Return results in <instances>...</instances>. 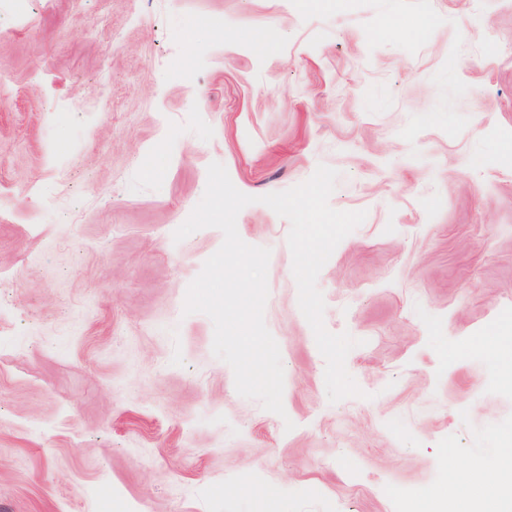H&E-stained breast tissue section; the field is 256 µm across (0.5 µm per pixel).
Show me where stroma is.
<instances>
[{
	"label": "stroma",
	"mask_w": 512,
	"mask_h": 512,
	"mask_svg": "<svg viewBox=\"0 0 512 512\" xmlns=\"http://www.w3.org/2000/svg\"><path fill=\"white\" fill-rule=\"evenodd\" d=\"M0 24V512H270L271 486L284 512H390L384 487L499 458L512 0H35ZM214 162L271 251L281 416L183 313L223 234L173 228ZM322 164L330 206L366 214L317 278L326 328L358 341L363 395L336 403L290 223L259 201Z\"/></svg>",
	"instance_id": "35a3bbf8"
}]
</instances>
